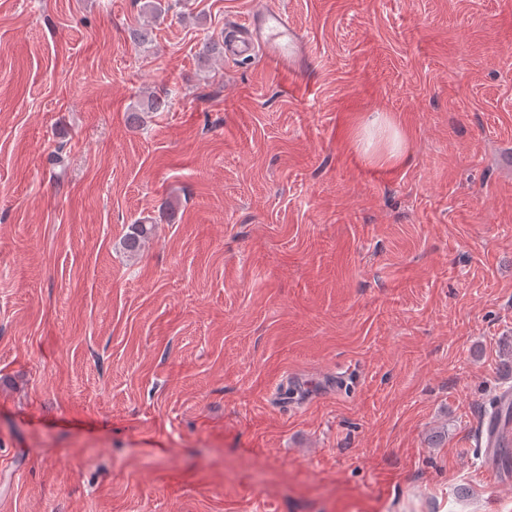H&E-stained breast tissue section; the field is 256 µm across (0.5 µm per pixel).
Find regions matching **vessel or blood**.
I'll return each mask as SVG.
<instances>
[{
	"mask_svg": "<svg viewBox=\"0 0 512 512\" xmlns=\"http://www.w3.org/2000/svg\"><path fill=\"white\" fill-rule=\"evenodd\" d=\"M225 54L244 59L262 58L282 71L298 72L308 60L305 36L294 28L278 0H258L242 27L239 39L224 45ZM481 441L487 455L512 443V428L501 426L487 415L480 424Z\"/></svg>",
	"mask_w": 512,
	"mask_h": 512,
	"instance_id": "1",
	"label": "vessel or blood"
}]
</instances>
